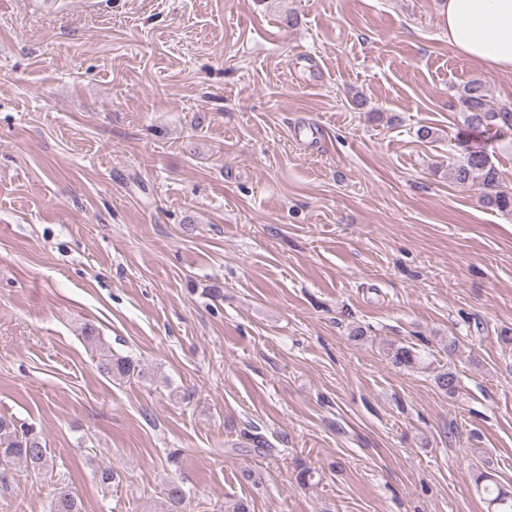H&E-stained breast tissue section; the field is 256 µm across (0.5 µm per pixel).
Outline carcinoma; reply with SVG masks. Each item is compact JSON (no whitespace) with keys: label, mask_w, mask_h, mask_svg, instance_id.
Here are the masks:
<instances>
[{"label":"carcinoma","mask_w":512,"mask_h":512,"mask_svg":"<svg viewBox=\"0 0 512 512\" xmlns=\"http://www.w3.org/2000/svg\"><path fill=\"white\" fill-rule=\"evenodd\" d=\"M460 111L466 126L493 133L512 131V106L494 107L488 100L484 84L474 81L465 85L458 96ZM455 181L462 185H478L484 190V198L502 212H512V191L502 189L499 172L489 154L482 149L466 152L464 160L453 167ZM102 371L113 378H128L137 370L136 362L129 357L104 354L100 359ZM436 386L453 395L459 381L452 371H443L435 377ZM0 465L19 466L40 475L54 469L47 448L32 430L19 427L11 420L0 417ZM477 481L482 484L483 494L494 512H512V496L505 492L497 480L488 473H480ZM187 499L183 487L169 483L157 503L156 512H178ZM51 512H81L75 497L67 485L56 488L50 505Z\"/></svg>","instance_id":"1"}]
</instances>
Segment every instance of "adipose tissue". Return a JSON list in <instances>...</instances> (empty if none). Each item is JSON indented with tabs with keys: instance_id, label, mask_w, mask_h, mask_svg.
<instances>
[{
	"instance_id": "ef3b65f1",
	"label": "adipose tissue",
	"mask_w": 512,
	"mask_h": 512,
	"mask_svg": "<svg viewBox=\"0 0 512 512\" xmlns=\"http://www.w3.org/2000/svg\"><path fill=\"white\" fill-rule=\"evenodd\" d=\"M448 45L492 71H512V0H444Z\"/></svg>"
}]
</instances>
